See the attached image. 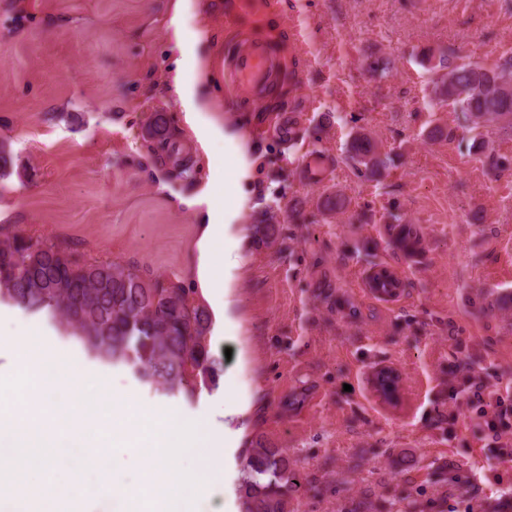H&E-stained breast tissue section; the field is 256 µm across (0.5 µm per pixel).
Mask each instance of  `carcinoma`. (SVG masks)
Listing matches in <instances>:
<instances>
[{
  "mask_svg": "<svg viewBox=\"0 0 512 512\" xmlns=\"http://www.w3.org/2000/svg\"><path fill=\"white\" fill-rule=\"evenodd\" d=\"M437 68L434 98L471 121L474 148L485 147L481 128L512 134V55L491 67L442 55ZM348 159L371 177L388 166V156L362 132L352 136ZM394 220L390 243L408 256L419 253L417 226ZM192 293L179 281L146 279L119 262L80 264L54 245L0 227V303L45 316L89 357L125 366L141 383L187 401L215 387L224 373L223 360L210 349L212 314ZM240 458L239 512H288L295 472L286 450L258 435L245 440Z\"/></svg>",
  "mask_w": 512,
  "mask_h": 512,
  "instance_id": "carcinoma-1",
  "label": "carcinoma"
}]
</instances>
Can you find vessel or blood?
<instances>
[{
  "instance_id": "1",
  "label": "vessel or blood",
  "mask_w": 512,
  "mask_h": 512,
  "mask_svg": "<svg viewBox=\"0 0 512 512\" xmlns=\"http://www.w3.org/2000/svg\"><path fill=\"white\" fill-rule=\"evenodd\" d=\"M281 65V58L266 38L250 35L232 54L229 89L241 100L257 98L271 85ZM302 168L307 180L320 182L329 165L321 153L312 152L305 156Z\"/></svg>"
}]
</instances>
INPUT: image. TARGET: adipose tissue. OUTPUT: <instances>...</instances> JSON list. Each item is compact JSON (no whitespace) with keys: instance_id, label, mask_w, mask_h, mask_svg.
Masks as SVG:
<instances>
[{"instance_id":"adipose-tissue-1","label":"adipose tissue","mask_w":512,"mask_h":512,"mask_svg":"<svg viewBox=\"0 0 512 512\" xmlns=\"http://www.w3.org/2000/svg\"><path fill=\"white\" fill-rule=\"evenodd\" d=\"M186 0H175L169 26L173 30V49L177 53L172 84L185 112V120L195 132L202 148L215 141L224 143V198L216 200L205 190L200 201L205 206L199 218L196 288L209 298H224L232 286V272L246 242L244 233L234 231L251 197L255 194L253 164L246 139L232 129H223L206 117V108L197 99L198 83L210 75L206 63L198 58L196 44L184 32Z\"/></svg>"}]
</instances>
